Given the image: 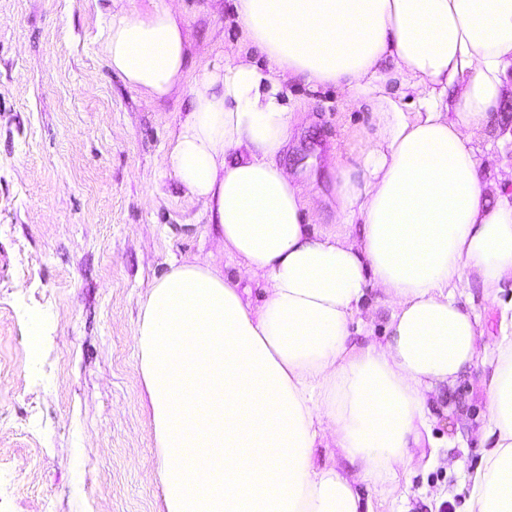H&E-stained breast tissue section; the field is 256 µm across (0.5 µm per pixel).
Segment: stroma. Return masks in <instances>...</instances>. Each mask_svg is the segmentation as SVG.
<instances>
[{"instance_id": "stroma-1", "label": "stroma", "mask_w": 512, "mask_h": 512, "mask_svg": "<svg viewBox=\"0 0 512 512\" xmlns=\"http://www.w3.org/2000/svg\"><path fill=\"white\" fill-rule=\"evenodd\" d=\"M195 65L235 48L232 0H176ZM107 0H0V512H166L149 402L133 336L171 256L234 262L166 171L170 127L188 103L151 106L100 47ZM308 113L282 157L327 202L337 150L358 165L368 105L333 87L287 88ZM482 162L512 168V97L474 140ZM481 367L440 404L434 447L415 449L377 512H467L480 462ZM468 426L453 429L454 417ZM454 468H447V460Z\"/></svg>"}]
</instances>
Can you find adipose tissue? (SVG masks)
<instances>
[{
    "instance_id": "adipose-tissue-1",
    "label": "adipose tissue",
    "mask_w": 512,
    "mask_h": 512,
    "mask_svg": "<svg viewBox=\"0 0 512 512\" xmlns=\"http://www.w3.org/2000/svg\"><path fill=\"white\" fill-rule=\"evenodd\" d=\"M119 2L102 51L151 105L188 92L164 164L239 272L171 258L140 309L166 512H375L361 486L384 494L476 364L469 512H512V192L473 146L512 92V0H235L238 50L194 77L181 11ZM295 80L373 111L359 174L336 168L329 229L281 163ZM475 285L500 309L494 358ZM319 448L343 466H316Z\"/></svg>"
}]
</instances>
